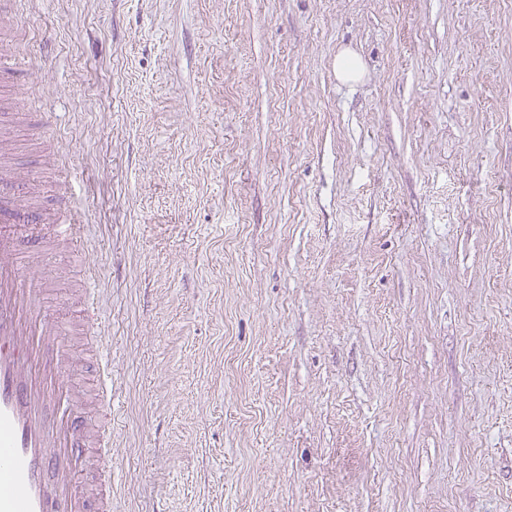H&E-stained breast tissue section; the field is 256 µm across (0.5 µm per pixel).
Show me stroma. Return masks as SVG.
Wrapping results in <instances>:
<instances>
[{
    "label": "stroma",
    "instance_id": "stroma-1",
    "mask_svg": "<svg viewBox=\"0 0 512 512\" xmlns=\"http://www.w3.org/2000/svg\"><path fill=\"white\" fill-rule=\"evenodd\" d=\"M100 275L112 512H512V0H17ZM344 50L362 62L336 77Z\"/></svg>",
    "mask_w": 512,
    "mask_h": 512
}]
</instances>
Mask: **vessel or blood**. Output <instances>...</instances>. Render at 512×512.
Returning a JSON list of instances; mask_svg holds the SVG:
<instances>
[{
    "label": "vessel or blood",
    "mask_w": 512,
    "mask_h": 512,
    "mask_svg": "<svg viewBox=\"0 0 512 512\" xmlns=\"http://www.w3.org/2000/svg\"><path fill=\"white\" fill-rule=\"evenodd\" d=\"M43 181L22 176L0 152V512H112V426L87 438L74 411L66 374L69 355L60 318L47 308L42 242L80 245L74 208L44 210L33 202ZM98 280L85 282L83 332L101 371L95 399L112 408V357L98 304ZM94 468V494L78 473Z\"/></svg>",
    "instance_id": "obj_1"
}]
</instances>
